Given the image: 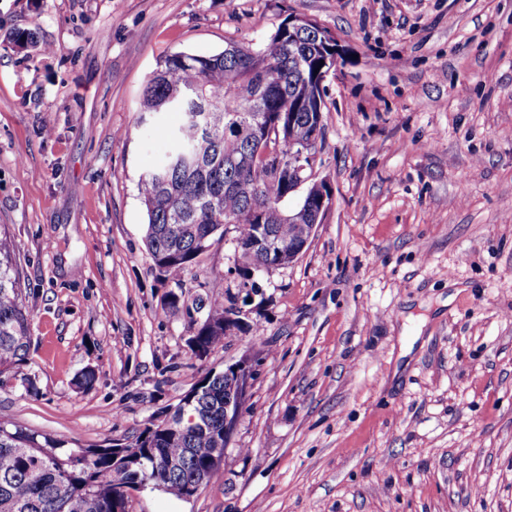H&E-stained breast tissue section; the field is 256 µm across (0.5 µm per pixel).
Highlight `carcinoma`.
Returning <instances> with one entry per match:
<instances>
[{"label":"carcinoma","mask_w":512,"mask_h":512,"mask_svg":"<svg viewBox=\"0 0 512 512\" xmlns=\"http://www.w3.org/2000/svg\"><path fill=\"white\" fill-rule=\"evenodd\" d=\"M327 30L312 21L288 29L283 21L265 41L236 44L203 56L166 55L142 94L141 112H179L181 124L160 162L139 179L148 224L145 244L159 275L176 282L211 246L234 233L239 275L274 266L277 255L254 247L258 226L283 249L297 237L298 215L311 223L319 204L311 193L287 211L293 193L290 164L300 148L317 156L323 143L324 89L315 69L329 53ZM195 91L181 106L170 98ZM280 146L279 169L256 164L268 147ZM240 317L235 301L212 302L189 339L191 351L207 356L224 340L258 335ZM30 348V311L12 242L0 231V376L24 365ZM224 372L209 371L174 407L169 421L145 428L132 440L107 448L70 447L68 442L0 422V512H127L131 493L152 485L178 499L219 480L224 450Z\"/></svg>","instance_id":"cac0c4a2"}]
</instances>
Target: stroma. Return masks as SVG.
Listing matches in <instances>:
<instances>
[{"label": "stroma", "instance_id": "1", "mask_svg": "<svg viewBox=\"0 0 512 512\" xmlns=\"http://www.w3.org/2000/svg\"><path fill=\"white\" fill-rule=\"evenodd\" d=\"M291 15L341 49L314 171L331 204L258 275L260 335L201 360L197 303L237 294L238 251L154 270L138 182L178 116L139 100L165 55ZM29 30L38 49L10 43ZM0 225L32 313L0 420L105 448L258 362L223 479L129 512H512V0H0Z\"/></svg>", "mask_w": 512, "mask_h": 512}]
</instances>
